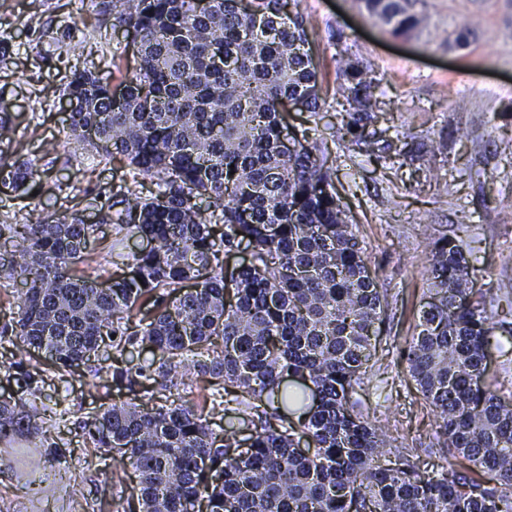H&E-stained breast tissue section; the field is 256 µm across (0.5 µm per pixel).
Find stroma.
I'll list each match as a JSON object with an SVG mask.
<instances>
[{"label":"stroma","instance_id":"stroma-1","mask_svg":"<svg viewBox=\"0 0 512 512\" xmlns=\"http://www.w3.org/2000/svg\"><path fill=\"white\" fill-rule=\"evenodd\" d=\"M316 66L323 112L288 115L309 123L312 136L339 168L336 190L355 226L366 263L385 298V315L371 361L374 377L364 394V414L399 447L439 466L461 467L442 448L439 420L410 380L399 347L411 336L430 286L429 241L445 234L462 239L473 287L496 320L512 330V301L496 293L512 280V0H409L430 25L395 37L366 12L362 0H298ZM86 30L76 49L40 39L60 21ZM469 31L458 47L454 32ZM130 38L111 21H98L91 0H0V103L11 115L12 144L0 155L30 159L43 181L76 188V211L94 233V261L84 277L107 286L115 239L89 203L100 188L119 183L124 170L112 160L77 163L81 148L68 127V102L60 88L70 66L95 68L113 90L134 73ZM347 54L367 65L385 111L384 132L372 148L336 139L344 99L336 92V59ZM42 124L56 145L43 154L28 141L26 127ZM44 398L61 403L65 424L49 428L48 445L33 450L30 466L49 476L53 493H37L16 474L13 448L0 443V512H112L135 492L137 478L117 483L118 465L86 442L82 417L120 401L92 376L52 379ZM85 498L74 501L71 486Z\"/></svg>","mask_w":512,"mask_h":512}]
</instances>
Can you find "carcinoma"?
Wrapping results in <instances>:
<instances>
[{
    "label": "carcinoma",
    "mask_w": 512,
    "mask_h": 512,
    "mask_svg": "<svg viewBox=\"0 0 512 512\" xmlns=\"http://www.w3.org/2000/svg\"><path fill=\"white\" fill-rule=\"evenodd\" d=\"M394 36L428 25L404 0H363ZM290 0H96L100 16L131 31L137 72L114 104L109 84L73 66L63 94L73 139L127 171L125 208L100 204L115 244L107 287L75 273L93 257L90 225L66 212L27 223L0 216V280L26 286L18 316L0 326L24 356L59 372L96 376L98 349L116 354L112 386L172 391L194 376L224 389L210 410L165 397L114 402L80 422L95 448L120 454L138 478L137 504L115 512H512V401L483 384L490 349L506 354L469 287L464 244L430 249L432 296L401 348L422 399L441 420L446 447L498 483L453 468L429 473L369 423L352 396L369 381L384 304L363 247L336 197V168L309 131L286 130L282 112L305 100L321 110L303 17ZM42 36L82 42L77 25ZM347 102L339 137L367 141L375 79L341 58ZM153 179L154 192L136 187ZM29 161L0 160V193L42 190ZM250 250L232 269L221 254ZM139 347L147 366L124 358ZM30 398L0 401V441L28 445L64 411L41 399L43 375L14 362ZM252 433L210 416L229 405ZM307 448H299L301 438Z\"/></svg>",
    "instance_id": "obj_1"
}]
</instances>
